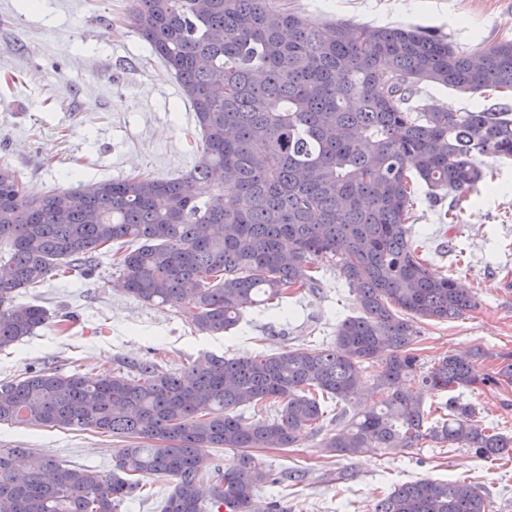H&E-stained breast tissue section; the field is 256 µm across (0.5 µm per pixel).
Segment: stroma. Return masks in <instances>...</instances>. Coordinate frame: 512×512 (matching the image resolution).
Returning a JSON list of instances; mask_svg holds the SVG:
<instances>
[{
  "mask_svg": "<svg viewBox=\"0 0 512 512\" xmlns=\"http://www.w3.org/2000/svg\"><path fill=\"white\" fill-rule=\"evenodd\" d=\"M305 20L378 26H421L447 35L461 51L512 39V0H283ZM130 0H47L46 16L21 0H0V162L23 175L27 192L77 190L82 185L141 175L169 179L197 159L195 112L170 69L126 21ZM415 100L456 110L512 111V93L470 96L420 85ZM480 189L461 205V220L441 222L453 196L429 199L417 185L412 235L431 269L451 275L479 306L461 317L423 325L413 352L423 368L444 356L478 349L480 372L499 370L512 354V160L483 156ZM119 271L101 257L92 274L73 271L20 294L44 306L54 324L0 351V382L49 368L90 377L132 371L145 359L176 372L204 353L228 357L317 348L332 342L338 321L357 315L339 269L322 266L318 290L291 295L280 307L245 313L237 328L210 335L169 306H151L118 291ZM485 426L512 434V386L464 393ZM321 432L301 431L287 448H256L268 470L302 471L299 482L259 490L252 512L272 499L290 512H373L394 486L421 479L458 480L486 492L490 512H512V458L481 459L467 448L427 440L401 451L368 449L353 457L328 453L336 430L334 403L323 401ZM122 439L92 430L0 424V449L31 448L110 472ZM353 472L337 482L342 470ZM173 481L144 475L119 512H161Z\"/></svg>",
  "mask_w": 512,
  "mask_h": 512,
  "instance_id": "obj_1",
  "label": "stroma"
}]
</instances>
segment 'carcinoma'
<instances>
[{
  "label": "carcinoma",
  "instance_id": "obj_1",
  "mask_svg": "<svg viewBox=\"0 0 512 512\" xmlns=\"http://www.w3.org/2000/svg\"><path fill=\"white\" fill-rule=\"evenodd\" d=\"M130 27L171 69L200 133L197 161L174 179L139 175L31 198L21 173L0 164V351L51 324L49 312L16 302L61 270L90 273L102 250L112 287L170 306L207 334L291 291L320 286L334 263L359 315L333 342L274 354H206L184 372L155 361L129 375L88 378L52 370L0 383V424L95 429L134 445L112 473L70 465L29 448L0 450V512H118L134 477L174 482L162 512H203L207 448L238 451L217 472L210 498L251 512L274 481L252 448H287L320 429L319 398L336 401L328 452L412 448L422 440L512 455V435L492 433L457 392L512 384V354L481 374L479 352L450 354L421 373L411 345L426 320L478 306L455 279L429 268L407 225L413 180L429 197L467 199L484 179L479 156L512 159V114L412 103L433 83L466 95L512 90V40L463 54L421 27L346 22L311 26L276 0H131ZM118 247H113V244ZM380 405L347 415L367 368ZM448 394V417L427 413L401 379ZM271 401L272 417H245ZM464 481L395 486L374 512H489Z\"/></svg>",
  "mask_w": 512,
  "mask_h": 512
}]
</instances>
